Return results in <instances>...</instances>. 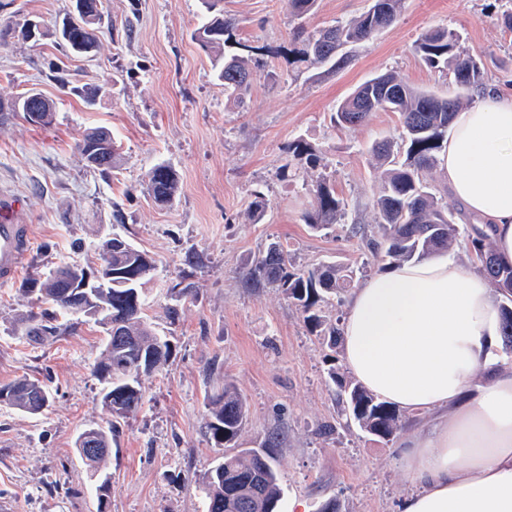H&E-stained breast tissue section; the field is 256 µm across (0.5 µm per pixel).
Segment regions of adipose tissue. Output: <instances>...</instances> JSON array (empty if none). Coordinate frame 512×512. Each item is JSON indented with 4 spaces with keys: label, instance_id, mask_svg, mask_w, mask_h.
I'll return each mask as SVG.
<instances>
[{
    "label": "adipose tissue",
    "instance_id": "obj_1",
    "mask_svg": "<svg viewBox=\"0 0 512 512\" xmlns=\"http://www.w3.org/2000/svg\"><path fill=\"white\" fill-rule=\"evenodd\" d=\"M440 165L512 265V93L488 88L461 111ZM501 326L484 279L450 255L376 273L350 294L342 348L356 381L393 406L434 415L403 444L415 490L400 512H512V368L471 384L477 369L497 365Z\"/></svg>",
    "mask_w": 512,
    "mask_h": 512
}]
</instances>
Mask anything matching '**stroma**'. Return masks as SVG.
I'll return each mask as SVG.
<instances>
[{
	"label": "stroma",
	"mask_w": 512,
	"mask_h": 512,
	"mask_svg": "<svg viewBox=\"0 0 512 512\" xmlns=\"http://www.w3.org/2000/svg\"><path fill=\"white\" fill-rule=\"evenodd\" d=\"M371 0H317L306 16L286 0H219L235 20L236 53L260 63L241 95L225 93L193 33L200 0H103L104 22L92 57L66 55L55 25L71 0H0V103L36 89L56 104L51 125L22 115L0 122V190L33 226L31 258L0 286V385L26 376L44 382L49 406L31 415L0 405V506L5 512H205L203 473L222 456L204 422L211 396L233 384L248 410L239 437L258 448L276 436L282 507L305 512L332 499L339 512H398L414 487L402 475L399 442L428 421L405 413L399 441L369 439L350 423L327 372L337 355L304 326L280 290L256 288L246 274L270 242L288 249L294 268L324 261H370L362 234H376L379 190L372 145L399 140L397 113H372L338 129L337 105L357 86L395 71L448 96L452 74L430 70L415 52L436 27L459 32L481 55L486 85L512 90V35L498 21L499 0H405L395 23L353 49L351 63L328 72L302 61L297 30L313 32L356 18ZM43 36L27 39L25 20ZM100 87L94 103L59 79ZM112 133L116 169L85 167L77 145L92 129ZM309 143L317 163L289 154ZM172 166L180 191L172 204L147 190L155 164ZM346 203L349 220L317 233L306 222L318 176ZM121 236L148 252L157 269L147 285L145 318L170 343L164 367L140 377L141 408L112 419L93 366L100 328L81 315L61 318L51 336L27 329L43 305L33 282L66 264L94 267L99 245ZM190 287L188 296L177 289ZM178 308L177 320L168 317ZM115 422L106 463L111 491L97 482L74 442L85 429Z\"/></svg>",
	"instance_id": "35a3bbf8"
}]
</instances>
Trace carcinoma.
Returning <instances> with one entry per match:
<instances>
[{"instance_id":"1","label":"carcinoma","mask_w":512,"mask_h":512,"mask_svg":"<svg viewBox=\"0 0 512 512\" xmlns=\"http://www.w3.org/2000/svg\"><path fill=\"white\" fill-rule=\"evenodd\" d=\"M381 12L367 10L359 17L336 22L312 34L298 32L302 55L314 66L332 70L345 67L349 56L345 49L368 40L391 26L400 14L404 0H372ZM236 23L219 13L202 19L194 32L200 47L211 56L216 79L224 91L239 94L247 90L258 62L248 56L224 51L233 42ZM93 51L96 38L74 27L61 36L65 52L77 54L76 45ZM425 64L434 70H449L460 93L439 97L433 91L414 86L393 72L379 74L357 87L336 111L334 121L343 129L354 128L377 111L397 112L404 136L397 143L382 141L372 147V157L382 169L379 191L373 200L380 239H368L365 246L382 272L394 265L425 260L443 254L458 239H463L468 254L478 263V272L504 298L501 303L502 353L512 356V267L500 265L493 253L490 235L475 224H459L455 214L447 213L439 203L428 176L439 164L442 142L448 127L464 105L463 93L480 90L484 85L481 58L461 48L459 36L448 28L426 32L415 47ZM148 190L154 201L170 204L179 191V177L168 164L158 163L149 173ZM309 225L316 231L331 229L347 216L346 204L334 188L322 178L316 182L311 199ZM99 247L100 267L126 269L137 275L125 285L118 281L110 288H93L94 303L80 309L66 296V289L49 274L37 288L40 301L55 313H73L94 320L105 335L104 349L94 365L95 376L104 383L102 403L114 418H124L142 401L139 377L156 371L166 361L170 345L158 336L144 317V287L156 270V261L146 251L119 238ZM288 254L278 242H272L253 261L249 281L255 287L279 288L300 310L309 331L323 337L329 349L339 346V324H330L322 315V304L330 300L342 303L340 293L354 282L357 273L372 268H338L319 264L308 270H290ZM128 338L116 343L111 331ZM329 378L337 387L338 399L349 420L374 440L391 442L403 429L399 411L379 400L358 384L346 379L339 368L329 369ZM50 392L38 380L18 378L0 385V404L29 414H40L48 406ZM247 419L245 400L237 389L224 385L222 393L208 403L205 435L224 455L202 477L206 512H278L283 489L275 465L270 438L260 448H240L236 440ZM114 424L98 426L92 433V446L83 443L84 434L75 441L78 457L92 475L101 478L98 490L110 489L103 466L111 453Z\"/></svg>"}]
</instances>
